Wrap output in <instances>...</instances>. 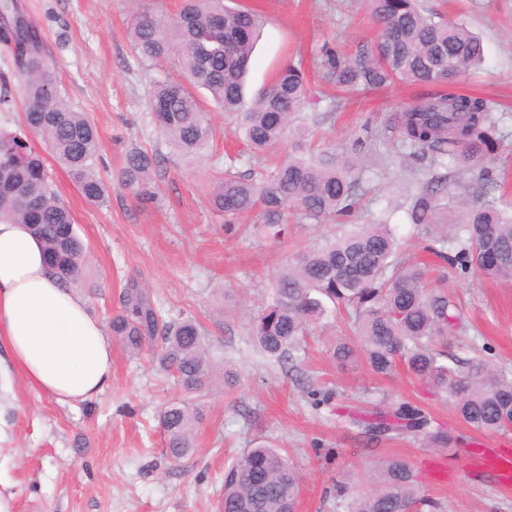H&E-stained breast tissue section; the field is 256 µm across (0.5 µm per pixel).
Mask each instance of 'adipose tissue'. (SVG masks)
I'll use <instances>...</instances> for the list:
<instances>
[{"mask_svg":"<svg viewBox=\"0 0 512 512\" xmlns=\"http://www.w3.org/2000/svg\"><path fill=\"white\" fill-rule=\"evenodd\" d=\"M0 343L33 388L75 406L112 382V342L25 224L0 222Z\"/></svg>","mask_w":512,"mask_h":512,"instance_id":"ef3b65f1","label":"adipose tissue"}]
</instances>
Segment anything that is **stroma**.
I'll return each mask as SVG.
<instances>
[{"instance_id": "obj_1", "label": "stroma", "mask_w": 512, "mask_h": 512, "mask_svg": "<svg viewBox=\"0 0 512 512\" xmlns=\"http://www.w3.org/2000/svg\"><path fill=\"white\" fill-rule=\"evenodd\" d=\"M265 15L267 24L251 60L248 91L256 93L279 66L305 68L316 98L300 118L323 146L353 155L364 141L367 166L358 223L388 217L402 242L401 259L431 261V288L444 291L463 312V330L449 336V358L485 348L495 365L512 369V283L483 278L431 260L421 234L409 224L406 193L417 192L437 171L402 146L392 125L397 112L422 103L429 86L395 82L339 100L321 78L323 50L350 55L370 50L380 30L363 0H225ZM39 29L43 51L59 89L97 127L96 165L108 186L105 206L89 204L57 163L52 187L70 208L86 247L78 290L90 313L108 322L129 281L145 288L163 317H196L208 330L217 368L210 390L195 396L203 412L194 451L167 458L158 413L181 399L174 383L145 355L112 342V384L78 406L63 405L30 387L0 349V496L9 512H219L224 468L264 440L285 448L302 480L297 512H346L337 485L355 488L378 462L405 458L418 476L422 504L412 512H512V490L486 476L469 477L460 449L428 448L404 435L368 440L341 414L388 410L409 402L434 425L475 448L512 450V431L487 433L465 424L448 400L428 392L404 363L378 374L363 357L340 362L337 343L351 341L343 318L315 325L304 351L276 362L253 345L250 321L272 296V278L298 253L333 236V224L292 221L288 237L275 239L265 216L255 213L226 228L208 203L210 181L228 158L239 170L283 158L285 148L255 158L242 143L235 116L212 110L216 137L202 161L178 157L151 119L149 88L170 66L142 62L127 33L132 0H20ZM446 21L466 23L484 41L485 58L457 92L495 99V139L486 164L497 178L502 205L512 206V0H420ZM133 148L158 151L152 202H139L120 172ZM237 373L224 385L225 367ZM447 463V479L436 468Z\"/></svg>"}]
</instances>
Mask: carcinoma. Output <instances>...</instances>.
Segmentation results:
<instances>
[{
  "mask_svg": "<svg viewBox=\"0 0 512 512\" xmlns=\"http://www.w3.org/2000/svg\"><path fill=\"white\" fill-rule=\"evenodd\" d=\"M381 25L369 52L354 58L330 55L326 76L347 91L373 89L395 80L425 85L447 84L484 61L482 39L464 24L439 22L418 0H370ZM224 15V30L214 29ZM266 23L263 14L224 0H182L170 18L143 6L133 12L128 33L135 54L145 63L170 61L176 76L150 90L152 119L166 142L180 155L202 160L215 137L197 90L228 114L240 115L239 137L254 152L286 141L288 158L255 178L232 167L213 179L208 202L228 221L256 211L277 219L274 236L288 235L285 215L325 224L350 215L357 204L362 168L331 151L314 153L311 131L296 123L310 101L308 78L294 64L278 68L268 85L244 108L245 83L254 45ZM12 49L15 74L24 101V124L43 142L44 152L21 136L0 134V221L27 224L40 238L61 284L84 276L86 249L73 217L49 183L47 159L62 166L94 205L107 202L108 188L95 167L100 150L96 127L74 109L58 89L55 70L42 53L41 35L30 22L1 32ZM497 105L487 97L452 90L429 96L401 115L404 146L430 155L435 165L463 164L479 170L478 205L454 208L439 203L445 182L414 193L406 213L425 237V249L451 267H474L484 275L512 281V212L488 195L497 187L484 166V153L497 129ZM158 156L141 149L127 153L124 185L143 203L152 200L147 184ZM458 247L448 250V225ZM390 224H342L340 234L286 263L274 279V298L254 320L251 335L262 354L277 361L301 350L303 337L332 312L344 309L355 340L371 369L387 374L396 363L444 394L459 417L484 432H506L512 424V372L494 368L475 354L453 366L442 362L438 344L456 332L457 304L432 289L426 269L400 265ZM112 335L133 354H149L159 371L175 379L185 398L168 402L159 413L167 455L180 461L192 450V433L201 411L190 396L213 383L214 366L206 331L193 316L166 320L134 280L121 297V310L110 321ZM342 419L371 438L421 434L430 447L456 443L430 422L417 406L401 402L386 412L363 418L349 412ZM367 487L355 492L348 512H409L418 503L417 478L409 462L391 457L369 472ZM301 482L281 448L263 444L248 449L224 470V512H296Z\"/></svg>",
  "mask_w": 512,
  "mask_h": 512,
  "instance_id": "carcinoma-1",
  "label": "carcinoma"
}]
</instances>
